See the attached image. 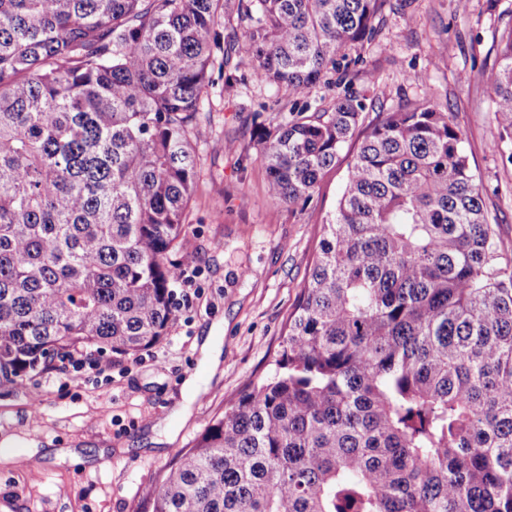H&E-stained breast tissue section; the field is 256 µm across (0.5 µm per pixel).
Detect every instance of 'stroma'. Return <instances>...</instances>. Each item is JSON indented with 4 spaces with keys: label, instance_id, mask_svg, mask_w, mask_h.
<instances>
[{
    "label": "stroma",
    "instance_id": "35a3bbf8",
    "mask_svg": "<svg viewBox=\"0 0 512 512\" xmlns=\"http://www.w3.org/2000/svg\"><path fill=\"white\" fill-rule=\"evenodd\" d=\"M512 22V0H391L349 88L394 107L428 100L452 111L498 231L512 247V166L492 149L498 127L484 72ZM252 60L212 95L198 144L199 178L172 263L175 317L136 356L108 354L106 370L70 361L0 384V512H139L143 495L227 402L270 377L285 325L343 191L347 166L376 118L363 122L310 205L276 202L253 133L254 111L288 113L286 90L262 83ZM214 337L219 366L201 345ZM199 392L185 388L190 377ZM29 457L20 464L19 455Z\"/></svg>",
    "mask_w": 512,
    "mask_h": 512
}]
</instances>
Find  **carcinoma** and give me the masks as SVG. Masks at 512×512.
<instances>
[{"label": "carcinoma", "instance_id": "cac0c4a2", "mask_svg": "<svg viewBox=\"0 0 512 512\" xmlns=\"http://www.w3.org/2000/svg\"><path fill=\"white\" fill-rule=\"evenodd\" d=\"M388 2L0 0V380L165 335L203 102L237 58L292 98L258 145L270 195L309 205L367 104L304 97L358 65ZM496 52L512 165V24ZM276 366L174 452L141 512H512V252L453 112H377ZM338 75L334 73L326 74L323 79L313 86L308 95L307 100L312 105V112L317 109L320 112L326 111L330 112L333 107V97L335 93L343 90L345 84L341 86V88L336 89L332 86H329L328 82H335L337 80Z\"/></svg>", "mask_w": 512, "mask_h": 512}]
</instances>
